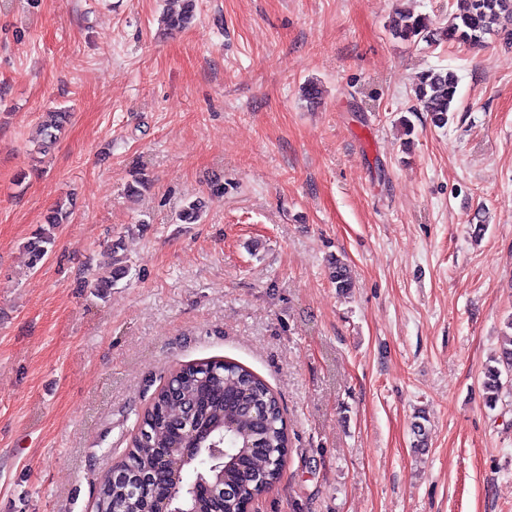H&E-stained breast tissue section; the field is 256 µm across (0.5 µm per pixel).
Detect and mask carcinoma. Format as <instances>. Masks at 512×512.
I'll list each match as a JSON object with an SVG mask.
<instances>
[{"label": "carcinoma", "mask_w": 512, "mask_h": 512, "mask_svg": "<svg viewBox=\"0 0 512 512\" xmlns=\"http://www.w3.org/2000/svg\"><path fill=\"white\" fill-rule=\"evenodd\" d=\"M455 11L443 31H434L427 17L401 13L390 27L393 38L409 44L425 41L435 44L445 40L452 45L471 48L485 46L487 37H512V0H455ZM195 12V0H183L182 8L166 17L169 30L185 27ZM458 77L445 69H430L416 76L414 97L434 125L448 123L455 111ZM70 120V112L46 113L36 132L35 152L44 154L56 142ZM203 212L201 201H191L177 215L180 224H196ZM69 209L59 203L45 217L47 227L28 242L30 265H36L54 244L53 230L64 223ZM122 242L108 246L112 275L94 284L110 288L129 273L125 257L118 256ZM329 278L342 295L352 288L346 263L336 258L329 264ZM512 372V336L500 349L497 365L483 372L482 386L486 402L493 407L504 388L502 374ZM173 384H164L142 411L137 433L131 441L116 475L107 474L97 489V512H158L165 498H173L187 512H240L245 500L277 483L288 455V424L274 391L245 367L231 362L212 360L183 366L174 374ZM191 409L195 429L178 430L179 417ZM226 439L224 461L215 460L207 446ZM170 448H192L193 454L182 464L192 468L194 479L185 482L183 475L172 479L178 456L159 468V460ZM206 484L199 493L196 484ZM230 487L235 495L220 493Z\"/></svg>", "instance_id": "cac0c4a2"}]
</instances>
